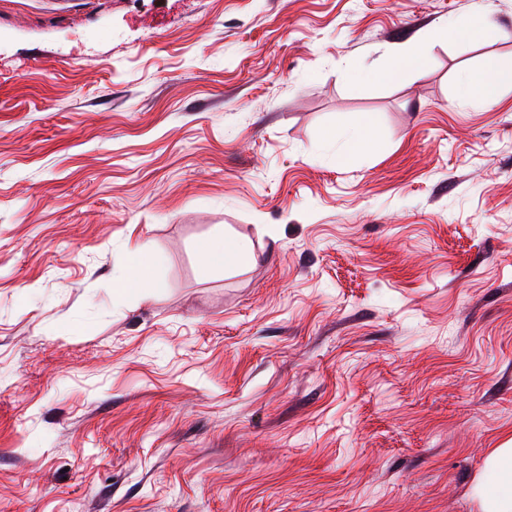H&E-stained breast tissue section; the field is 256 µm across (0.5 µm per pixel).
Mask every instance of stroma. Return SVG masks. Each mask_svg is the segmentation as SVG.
Listing matches in <instances>:
<instances>
[{"label":"stroma","mask_w":512,"mask_h":512,"mask_svg":"<svg viewBox=\"0 0 512 512\" xmlns=\"http://www.w3.org/2000/svg\"><path fill=\"white\" fill-rule=\"evenodd\" d=\"M473 15L501 38L438 37ZM489 55L512 0H0V512H479L512 445V87L458 96ZM428 64V53L420 45L393 50L386 62L373 70L358 74L359 81L391 82L405 73H419ZM376 141L374 117L368 113L360 115L345 133L342 148L336 153V162L342 163L349 155L374 147ZM203 252L207 260L219 261L224 266L233 265L247 256L248 246L232 239H224L206 244Z\"/></svg>","instance_id":"35a3bbf8"}]
</instances>
